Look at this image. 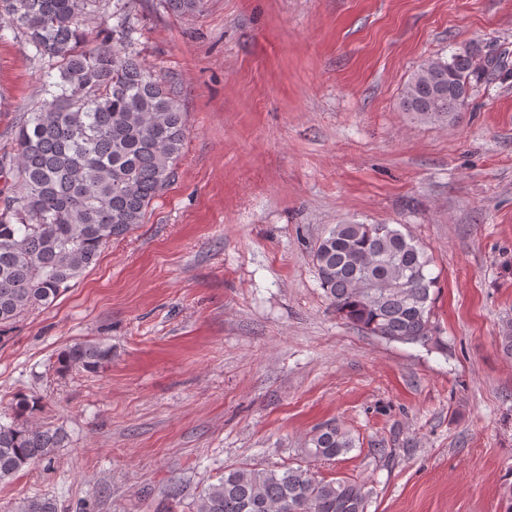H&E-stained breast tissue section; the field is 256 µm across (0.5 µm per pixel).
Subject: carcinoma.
Listing matches in <instances>:
<instances>
[{
    "label": "carcinoma",
    "instance_id": "cac0c4a2",
    "mask_svg": "<svg viewBox=\"0 0 512 512\" xmlns=\"http://www.w3.org/2000/svg\"><path fill=\"white\" fill-rule=\"evenodd\" d=\"M96 0H0V19L26 36L44 68L43 100L19 121L12 177L0 201V340L22 317L51 305L95 266L102 249L144 222L174 179L187 140L186 113L171 88L135 49L134 0H116L96 39L84 19ZM206 0H164L180 15ZM499 58L465 47L428 60L406 82L404 111L426 123L452 121ZM319 286L340 320L361 332L444 351L432 321L438 277L409 235L389 224H336L313 253ZM112 346L74 343L58 356L62 372H96ZM39 403L14 397L11 421L0 422V482L25 468L51 464L65 435L33 427ZM359 439L335 422L317 427L307 457L332 460ZM372 491L344 479L316 478L302 465L224 467L199 496L196 512H367ZM15 512H58L49 498L21 502Z\"/></svg>",
    "mask_w": 512,
    "mask_h": 512
}]
</instances>
